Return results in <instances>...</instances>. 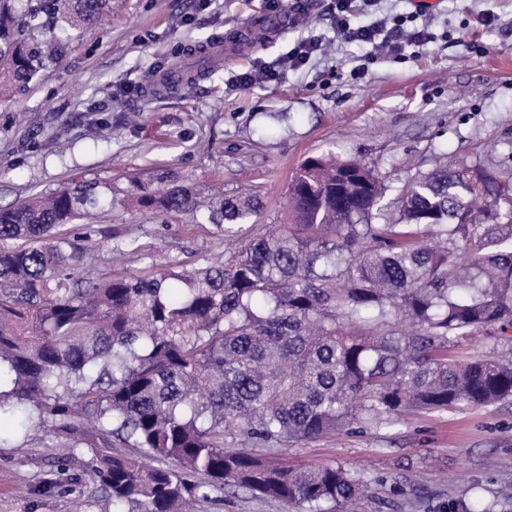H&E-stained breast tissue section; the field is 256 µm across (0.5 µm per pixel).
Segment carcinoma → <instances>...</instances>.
Here are the masks:
<instances>
[{
    "instance_id": "1",
    "label": "carcinoma",
    "mask_w": 512,
    "mask_h": 512,
    "mask_svg": "<svg viewBox=\"0 0 512 512\" xmlns=\"http://www.w3.org/2000/svg\"><path fill=\"white\" fill-rule=\"evenodd\" d=\"M111 2L0 0V100L66 52L46 28L92 27ZM157 181L136 207L203 213L229 237L262 208L253 195L206 198L171 169ZM387 191L329 150L291 178L293 223L224 262L95 277L98 245L67 225L112 209V185L68 182L0 207V417L50 423L87 449L67 460L89 477L71 490L76 512L98 490L128 512H194L218 493L339 512L368 496L360 471L288 467L260 449L512 399V338L497 357L448 354L475 330L512 328V237L499 224L512 195L446 164L407 186L394 214Z\"/></svg>"
}]
</instances>
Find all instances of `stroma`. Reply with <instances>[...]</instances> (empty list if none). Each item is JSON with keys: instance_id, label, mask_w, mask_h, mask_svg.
<instances>
[{"instance_id": "35a3bbf8", "label": "stroma", "mask_w": 512, "mask_h": 512, "mask_svg": "<svg viewBox=\"0 0 512 512\" xmlns=\"http://www.w3.org/2000/svg\"><path fill=\"white\" fill-rule=\"evenodd\" d=\"M331 0L239 59L211 58L212 75L191 91L149 92L162 69L194 65L193 46L224 40L273 0H112L98 26L68 31V49L15 101L0 104V205L47 195L72 179L111 183L114 205L76 236L100 246L103 271L179 270L221 260L243 240L284 224L288 185L310 155L330 150L366 163L388 201L437 162L504 176L512 172V0H354L350 22L405 15L436 35L399 58L345 42L327 14ZM494 16L492 25L480 18ZM323 36L326 53L250 89L231 78L275 63L301 40ZM168 167L199 187L260 196L263 209L240 238L206 219L155 218L131 209L137 188ZM137 240L113 254L105 235ZM0 512H73L61 492L71 471L64 436L0 421ZM290 462L336 464L374 483L362 512H448L452 502L492 504L512 486V399L445 413L401 415L284 451Z\"/></svg>"}]
</instances>
